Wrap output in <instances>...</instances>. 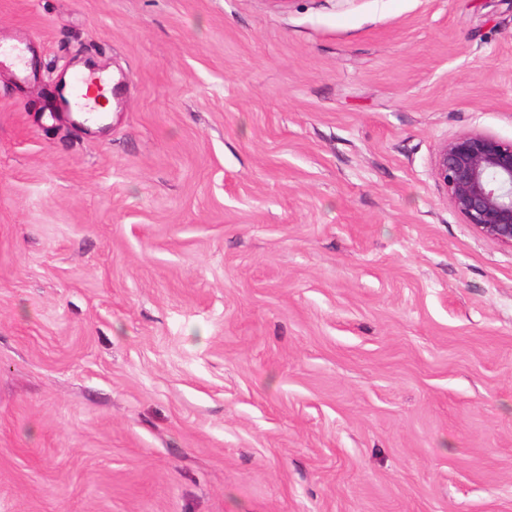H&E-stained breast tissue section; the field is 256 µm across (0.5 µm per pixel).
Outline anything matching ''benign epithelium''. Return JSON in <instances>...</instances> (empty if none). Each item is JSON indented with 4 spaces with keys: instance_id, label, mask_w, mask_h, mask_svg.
I'll use <instances>...</instances> for the list:
<instances>
[{
    "instance_id": "benign-epithelium-1",
    "label": "benign epithelium",
    "mask_w": 512,
    "mask_h": 512,
    "mask_svg": "<svg viewBox=\"0 0 512 512\" xmlns=\"http://www.w3.org/2000/svg\"><path fill=\"white\" fill-rule=\"evenodd\" d=\"M432 170L466 223L512 248V140L462 133L438 145Z\"/></svg>"
}]
</instances>
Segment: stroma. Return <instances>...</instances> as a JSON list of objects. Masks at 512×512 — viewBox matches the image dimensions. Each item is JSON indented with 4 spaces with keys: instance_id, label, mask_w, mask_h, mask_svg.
<instances>
[{
    "instance_id": "obj_1",
    "label": "stroma",
    "mask_w": 512,
    "mask_h": 512,
    "mask_svg": "<svg viewBox=\"0 0 512 512\" xmlns=\"http://www.w3.org/2000/svg\"><path fill=\"white\" fill-rule=\"evenodd\" d=\"M0 512H512V0H0ZM123 75L110 125L56 77ZM9 65L17 78L22 79L27 69L26 48L20 45L2 46L0 44V66ZM432 170L466 224L512 248V140L462 133L438 145Z\"/></svg>"
}]
</instances>
